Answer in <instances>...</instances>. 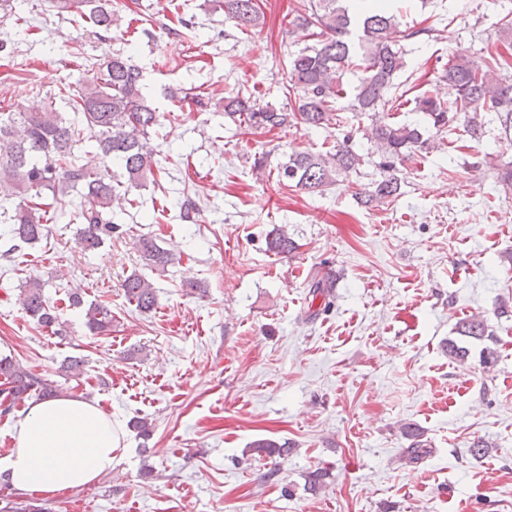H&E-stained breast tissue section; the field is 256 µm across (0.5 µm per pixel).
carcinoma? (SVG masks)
Masks as SVG:
<instances>
[{
    "instance_id": "cac0c4a2",
    "label": "carcinoma",
    "mask_w": 512,
    "mask_h": 512,
    "mask_svg": "<svg viewBox=\"0 0 512 512\" xmlns=\"http://www.w3.org/2000/svg\"><path fill=\"white\" fill-rule=\"evenodd\" d=\"M60 11L75 7L91 23L92 33L106 38L119 25L120 15L109 6V0H52ZM224 14L240 27H250L260 19L259 0H224ZM303 29H319L318 44L295 55L285 73L286 90L298 100L291 112L260 105L252 97L237 96L224 100V114L248 126L273 130L290 123L306 129H317L339 120L333 103L346 94L342 79L350 68L360 71L352 88L349 109L371 120V134L384 161L383 168L396 165L435 148L434 140L425 136L420 126L392 121L395 108L394 79L406 67L401 48L389 42L387 32L398 25V18L376 7L351 14L342 0H308V11L293 19ZM437 80L454 87L456 98L445 103L431 91L415 95V109L426 116L436 132L449 131L458 115L466 118L467 132L475 134L483 126L480 113L493 112L505 134L512 133V66L497 49L486 51L479 64L465 54L448 58L438 72ZM69 103L75 121L62 117L54 109L43 112L0 109V200L19 199L13 210L0 212L4 234L15 247L32 245L47 234L48 213L58 203L57 194L71 190L80 193L81 202L74 219L82 224L77 242L82 250L92 251L112 237L115 228L109 214L121 198L120 187L137 189L145 186L157 168L156 151L150 143V130L168 119L147 100L142 92V70L130 56L114 55L103 62L88 64L86 76L68 88ZM89 133L97 144L101 158L107 162L93 170L76 163L74 148ZM351 137L337 142L336 149L326 153L300 152L288 157L278 168V184L289 181L306 193H320L357 172L361 156L350 145ZM116 166L121 174L111 172ZM52 192V201L41 202L44 191ZM400 195V180L389 175L375 184L374 190L359 192L362 203L370 204ZM276 255L290 254L296 249L294 240L281 229L267 242ZM143 265L163 269L172 261L171 253L146 235L135 241ZM45 284L38 278L26 281L18 294L21 310L39 326L53 334L64 331L65 322L44 294ZM125 299L142 313L153 311L158 304L154 285L140 274L132 273L121 284ZM334 288L328 274H315L310 280L312 299H328ZM70 306L81 309L85 328L92 334L112 331V311L101 303H85L74 292ZM456 337L448 339V357L464 362L471 355L470 345L483 344L479 364L493 367L498 355L494 331L483 318L472 315L458 320ZM59 385L35 375L13 358H0V395L8 412L15 403L28 398H53ZM404 433L411 440V459L418 460L426 449L421 444L419 429L408 425ZM248 451L259 457H282L291 451L285 441L256 439ZM329 478V471L317 468L306 476V488L319 492Z\"/></svg>"
}]
</instances>
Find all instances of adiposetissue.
<instances>
[{
  "label": "adipose tissue",
  "instance_id": "obj_1",
  "mask_svg": "<svg viewBox=\"0 0 512 512\" xmlns=\"http://www.w3.org/2000/svg\"><path fill=\"white\" fill-rule=\"evenodd\" d=\"M0 456V477L20 493H56L110 474L123 433L96 404L55 397L31 402Z\"/></svg>",
  "mask_w": 512,
  "mask_h": 512
}]
</instances>
